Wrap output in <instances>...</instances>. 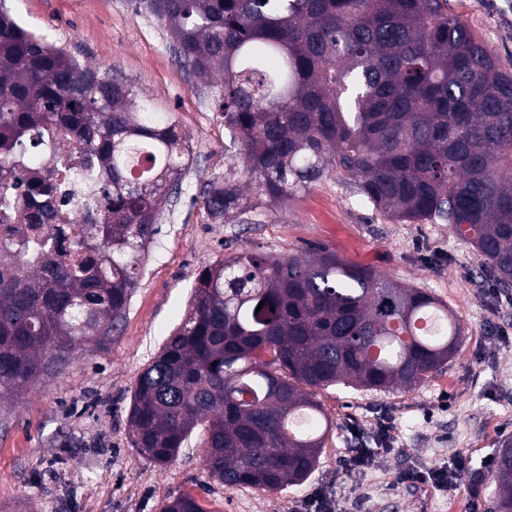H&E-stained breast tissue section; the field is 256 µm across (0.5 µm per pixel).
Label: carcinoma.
Here are the masks:
<instances>
[{"label": "carcinoma", "mask_w": 512, "mask_h": 512, "mask_svg": "<svg viewBox=\"0 0 512 512\" xmlns=\"http://www.w3.org/2000/svg\"><path fill=\"white\" fill-rule=\"evenodd\" d=\"M133 3L196 77L220 75L238 153L204 185L214 223L345 176L394 223L449 224L495 286L512 288V72L448 0ZM47 140L45 174L20 177ZM185 161L176 124L149 100L0 8V403L109 347ZM80 175L90 192L65 214L57 181ZM58 224L75 234L64 258ZM461 341L447 304L368 265L325 250L234 253L199 274L138 374L130 443L167 465L198 433L210 478L282 490L323 452L331 423L317 391L410 390ZM494 479V512H512V441ZM161 512L206 509L181 494Z\"/></svg>", "instance_id": "obj_1"}]
</instances>
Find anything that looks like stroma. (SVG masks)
<instances>
[{
    "instance_id": "1",
    "label": "stroma",
    "mask_w": 512,
    "mask_h": 512,
    "mask_svg": "<svg viewBox=\"0 0 512 512\" xmlns=\"http://www.w3.org/2000/svg\"><path fill=\"white\" fill-rule=\"evenodd\" d=\"M449 3L512 71V0ZM5 6L36 36L134 84L176 122L190 163L164 208L120 336L0 409V512H160L167 497L183 493L206 512H292L317 488L332 493L337 512H490L496 484L488 462L512 438V305L488 289L473 247L446 224L390 222L333 178L241 223H211L200 192L228 171L235 150L216 104L218 82L182 66L164 24L135 13L129 0ZM319 248L447 303L462 325L458 351L409 391L320 390L332 426L318 466L298 486H225L209 478L195 440L165 466L140 456L127 435L131 390L183 319L199 272L239 251L285 258ZM381 419L393 424L385 449L371 467L341 477L355 438L375 448ZM460 459L466 467L448 489L397 481L401 470H438Z\"/></svg>"
}]
</instances>
